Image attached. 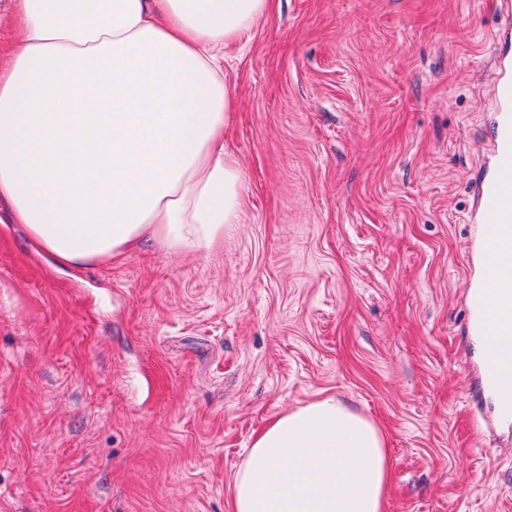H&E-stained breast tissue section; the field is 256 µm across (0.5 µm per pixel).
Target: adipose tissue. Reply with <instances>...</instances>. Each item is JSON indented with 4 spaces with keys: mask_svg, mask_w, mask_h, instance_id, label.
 <instances>
[{
    "mask_svg": "<svg viewBox=\"0 0 512 512\" xmlns=\"http://www.w3.org/2000/svg\"><path fill=\"white\" fill-rule=\"evenodd\" d=\"M20 36L0 72V200L61 267L150 240L213 253L242 221L224 147L235 99L224 52L272 0H0ZM386 436L336 397L268 420L233 512H385Z\"/></svg>",
    "mask_w": 512,
    "mask_h": 512,
    "instance_id": "obj_1",
    "label": "adipose tissue"
}]
</instances>
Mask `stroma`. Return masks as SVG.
<instances>
[{
    "mask_svg": "<svg viewBox=\"0 0 512 512\" xmlns=\"http://www.w3.org/2000/svg\"><path fill=\"white\" fill-rule=\"evenodd\" d=\"M504 0H273L224 58L242 223L60 269L0 203V512H233L273 416L379 424L387 512H512L478 390L475 181Z\"/></svg>",
    "mask_w": 512,
    "mask_h": 512,
    "instance_id": "stroma-1",
    "label": "stroma"
}]
</instances>
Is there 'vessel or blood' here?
<instances>
[{"label":"vessel or blood","instance_id":"b4317fda","mask_svg":"<svg viewBox=\"0 0 512 512\" xmlns=\"http://www.w3.org/2000/svg\"><path fill=\"white\" fill-rule=\"evenodd\" d=\"M491 98L498 112L494 164L478 188V221L485 277L471 296L470 329L484 339L481 377L494 392L500 419H512V372L505 370L493 342L512 336V23L497 37L491 71Z\"/></svg>","mask_w":512,"mask_h":512}]
</instances>
